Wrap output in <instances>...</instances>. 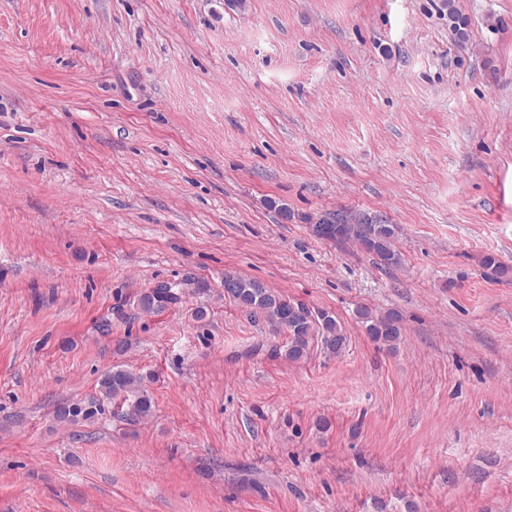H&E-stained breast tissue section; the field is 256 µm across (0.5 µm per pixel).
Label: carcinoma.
Wrapping results in <instances>:
<instances>
[{"label": "carcinoma", "mask_w": 512, "mask_h": 512, "mask_svg": "<svg viewBox=\"0 0 512 512\" xmlns=\"http://www.w3.org/2000/svg\"><path fill=\"white\" fill-rule=\"evenodd\" d=\"M444 8L448 10V23L459 40H464L467 21L459 13L456 0H444ZM368 215L370 212L366 210L326 212L318 221L317 228L321 231L318 238L330 242L355 241L365 252L375 255L381 265H398L400 255L394 245L396 226L390 223L371 226L366 221ZM224 280L239 284L226 299L250 310L253 316L262 318L276 332L286 335L284 356L289 360L298 361L305 357L314 342L327 354L337 355L344 349L346 336L329 313L291 301L261 282L240 274L226 272ZM175 299L176 293L170 286L151 288L141 294L139 304L148 311L162 310ZM358 316L366 335L375 342L391 346L402 335V317L396 312L374 315L364 309ZM115 400L127 405L124 416L130 420L141 418L151 410V400L140 389V377L116 365L101 379L99 394L80 402L60 404L56 408V417L60 421H91L103 414L105 402Z\"/></svg>", "instance_id": "obj_1"}]
</instances>
